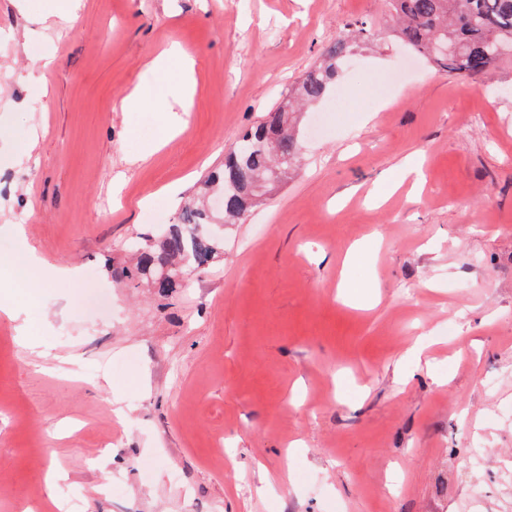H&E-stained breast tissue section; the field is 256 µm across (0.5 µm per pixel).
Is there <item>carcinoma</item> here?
Returning <instances> with one entry per match:
<instances>
[{
    "label": "carcinoma",
    "mask_w": 512,
    "mask_h": 512,
    "mask_svg": "<svg viewBox=\"0 0 512 512\" xmlns=\"http://www.w3.org/2000/svg\"><path fill=\"white\" fill-rule=\"evenodd\" d=\"M396 23V37L418 55L450 73L477 77L491 66L512 61V0H384ZM371 32L353 24L340 31L326 58L307 70L285 102L245 132L222 166L211 173L200 191L192 195L168 230L137 249V262L123 271L127 279L150 282L160 294L181 286L179 278H163L159 270L176 264L202 271L221 251V240L200 231L216 223L215 214L195 199L211 192L224 197V222L244 220L257 206L255 180L280 164L288 171L301 151L293 130L292 102L322 101L336 82L338 69L353 44L369 39Z\"/></svg>",
    "instance_id": "carcinoma-1"
}]
</instances>
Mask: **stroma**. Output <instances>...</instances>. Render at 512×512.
Here are the masks:
<instances>
[{
    "mask_svg": "<svg viewBox=\"0 0 512 512\" xmlns=\"http://www.w3.org/2000/svg\"><path fill=\"white\" fill-rule=\"evenodd\" d=\"M356 21L223 255L169 296L120 278ZM175 44L191 74L150 68ZM0 179V259L79 270L0 281V512H512V62L442 71L382 0H0ZM62 1L64 4L51 5L46 4L39 7L36 19L40 23H45L52 17H58L67 24H74L79 19L80 0H46ZM25 255L23 256L26 267H33L37 270H42L46 273L47 278H35L29 281V286L33 292L38 288H45L48 284L57 278L75 279L78 276V270L75 267H56L53 266L49 269H42L41 259L34 253L23 249Z\"/></svg>",
    "mask_w": 512,
    "mask_h": 512,
    "instance_id": "stroma-1",
    "label": "stroma"
}]
</instances>
